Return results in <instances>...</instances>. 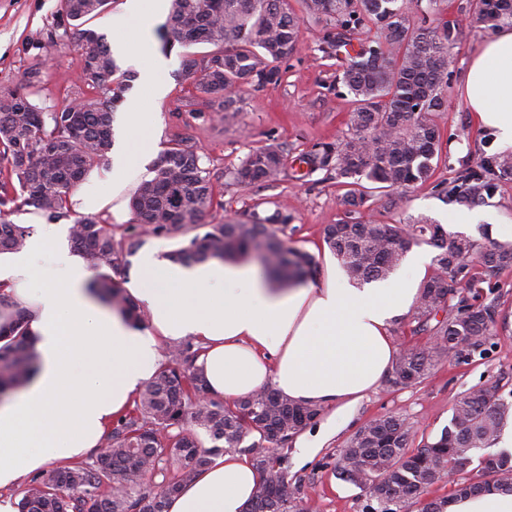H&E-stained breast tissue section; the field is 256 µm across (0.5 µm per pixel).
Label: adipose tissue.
<instances>
[{"mask_svg": "<svg viewBox=\"0 0 512 512\" xmlns=\"http://www.w3.org/2000/svg\"><path fill=\"white\" fill-rule=\"evenodd\" d=\"M470 111L512 149V26L472 55L463 81ZM67 228L40 224L24 249L0 254V291L27 308L37 370L0 404V512H15L20 478L99 447L112 418L163 361L160 346L185 338L205 348L209 392L232 400L272 385L288 398L346 410L383 380L398 349L390 321L417 293L427 260L412 254L395 279L356 288H278L245 264L194 265L142 255L132 292L148 326L134 327L88 291L96 276L69 248ZM247 456L213 457L167 512H245L256 486Z\"/></svg>", "mask_w": 512, "mask_h": 512, "instance_id": "ef3b65f1", "label": "adipose tissue"}]
</instances>
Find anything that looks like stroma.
Instances as JSON below:
<instances>
[{"label":"stroma","mask_w":512,"mask_h":512,"mask_svg":"<svg viewBox=\"0 0 512 512\" xmlns=\"http://www.w3.org/2000/svg\"><path fill=\"white\" fill-rule=\"evenodd\" d=\"M126 3L111 0L107 9L89 23L90 28L105 35L109 45L123 46L118 62L132 76L122 101L115 105L112 127L117 130L123 126L130 100L138 101L141 111L157 113L158 118L150 130L126 136L125 146L134 162L129 172L116 179L111 167L93 170L80 183V191L101 196L99 211L108 216L116 233L138 232L129 208L130 197L149 177L153 162L173 135L183 134L210 168L213 182L223 195V208L209 214L207 223L239 218L254 209L265 217L276 206H287L294 215L289 244L316 257L317 279L325 281L340 268L323 243V230L344 210L343 186L321 171L303 180L285 176L274 183L250 187L237 185L229 176L250 149L270 140L286 144L295 156L313 144L332 143L348 135L352 97L338 80L335 59L318 48L319 27L305 25L297 54L283 65L285 76L279 86L240 93L239 117L227 125L211 121L208 112L178 108L186 86L183 59L186 53L200 54L207 47L197 44L187 49L177 45L167 52L161 50L157 29L167 19L169 0H140L135 13L128 11ZM433 9L437 15L463 22L448 60L445 108L436 116L443 147L433 182H441L479 153L491 154L499 149L497 142H486V132L470 112L461 89V77L471 54L496 30L481 22H467L468 0H436ZM59 27L58 0H0V88L15 85L28 68L38 67L43 81L37 103L54 107L65 102L69 87L77 80L76 47L68 37L50 40V32ZM159 57L167 62L166 93L160 99L150 85L141 81L139 71L141 65ZM432 184L392 195L391 207L374 208L373 218L411 224L425 217L444 225L448 233L462 232L477 241L487 235L512 237V181L502 183L495 196L482 205L484 220L464 229L449 223L455 206L439 198ZM483 300L495 303L498 312L486 353L467 364H445L417 386L392 390L378 386L346 414L335 417L330 410H323V417H334L336 429L323 448L309 458L295 442L284 450L289 492L300 493L304 501L317 502L318 512H363L369 498L367 486L343 480L336 468L346 439L363 423L396 414L414 422L419 433L432 437L448 425L451 407L460 392L498 380L503 385L502 395L512 394V267L487 274Z\"/></svg>","instance_id":"stroma-1"}]
</instances>
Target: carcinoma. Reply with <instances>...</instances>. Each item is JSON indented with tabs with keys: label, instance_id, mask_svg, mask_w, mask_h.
<instances>
[{
	"label": "carcinoma",
	"instance_id": "1",
	"mask_svg": "<svg viewBox=\"0 0 512 512\" xmlns=\"http://www.w3.org/2000/svg\"><path fill=\"white\" fill-rule=\"evenodd\" d=\"M404 8L403 0H301L298 15L289 0H170L167 22L158 30L163 48L207 44L210 50L183 63L188 91L205 98L213 120L237 118L238 92L279 85L281 65L298 50L304 21L321 27L320 49L336 58L339 80L353 96L352 133L338 143H317L297 157L302 176L317 171L347 186L344 215L324 228L323 241L348 277L360 285L388 279L413 243L438 250V273L423 281L413 307L410 334L433 340L427 347H403L391 366L387 387L416 385L445 361L467 364L486 351L496 322L495 305L480 301L487 271L512 267V240L480 244L451 235L440 224L381 223L366 218L389 193L430 181L442 140L434 121L448 88V56L460 29L456 20L434 22L431 6ZM109 0H59L63 24L73 27L81 71L69 101L49 112L34 101L42 71L31 68L12 88L0 89V253L21 250L28 228L9 216L29 206L54 221L72 222L76 249L101 270L128 265L144 236L178 240L169 257L176 262L218 258L234 263L262 258L265 278L302 284L318 262L288 244V207L267 217L252 210L245 218L210 225L204 218L224 202L202 157L177 135L133 193L129 206L141 232L115 238L102 216L71 211L69 198L85 176L107 161L112 146V107L130 75L112 57L103 35L83 27ZM470 11L492 25L512 24V0H470ZM373 28L378 40L363 38ZM289 152L278 142L249 151L231 171L241 186L272 183L288 171ZM512 179V152L482 154L436 184L448 200L477 205L493 198ZM91 290L134 326L144 323L138 302L104 275ZM12 309L0 326V395L24 385L35 373L36 356L27 310L0 294ZM202 347H174L154 378L116 419L101 448L89 459L69 462L33 476L21 490L18 512H166L168 499L191 482L221 451L251 457L259 473L246 512H307L288 492V465L279 450L321 414L322 407L296 402L270 387L226 401L209 395ZM495 382L460 393L449 424L415 452L414 426L395 414L366 421L344 443L339 475L370 485L364 512H445L448 498H428L447 472L457 495L484 490L512 494V455L482 458L488 480L464 474L477 451L495 444L512 416V401ZM213 446L205 448L198 431ZM251 442H246V439ZM163 474L159 489L140 479Z\"/></svg>",
	"mask_w": 512,
	"mask_h": 512
}]
</instances>
